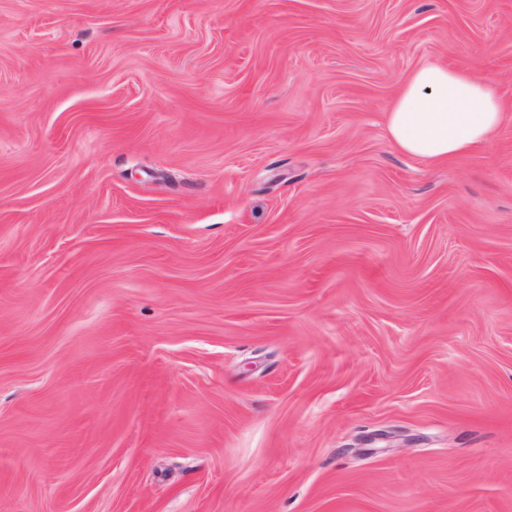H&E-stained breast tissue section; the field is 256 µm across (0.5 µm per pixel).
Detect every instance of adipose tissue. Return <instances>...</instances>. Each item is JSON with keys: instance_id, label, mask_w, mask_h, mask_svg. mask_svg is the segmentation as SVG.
Here are the masks:
<instances>
[{"instance_id": "adipose-tissue-1", "label": "adipose tissue", "mask_w": 512, "mask_h": 512, "mask_svg": "<svg viewBox=\"0 0 512 512\" xmlns=\"http://www.w3.org/2000/svg\"><path fill=\"white\" fill-rule=\"evenodd\" d=\"M497 88L475 73L428 63L414 69L385 113L388 139L403 154L442 164L475 151L501 126Z\"/></svg>"}]
</instances>
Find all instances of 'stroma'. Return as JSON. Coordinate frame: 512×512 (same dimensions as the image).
Segmentation results:
<instances>
[{
	"label": "stroma",
	"mask_w": 512,
	"mask_h": 512,
	"mask_svg": "<svg viewBox=\"0 0 512 512\" xmlns=\"http://www.w3.org/2000/svg\"><path fill=\"white\" fill-rule=\"evenodd\" d=\"M0 512H512V0H0ZM497 88L475 73L428 63L414 69L385 113L388 139L403 154L442 164L475 151L501 126Z\"/></svg>",
	"instance_id": "stroma-1"
}]
</instances>
